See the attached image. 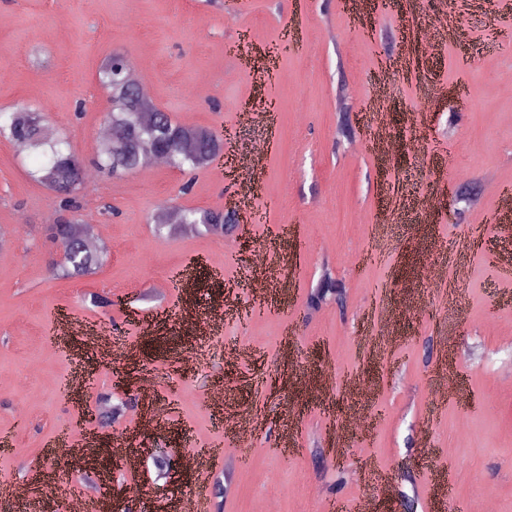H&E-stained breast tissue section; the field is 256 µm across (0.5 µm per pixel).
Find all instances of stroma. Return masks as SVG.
<instances>
[{
	"mask_svg": "<svg viewBox=\"0 0 512 512\" xmlns=\"http://www.w3.org/2000/svg\"><path fill=\"white\" fill-rule=\"evenodd\" d=\"M458 18L465 32L451 28ZM270 48L285 79L261 84L254 70L269 63ZM115 51L174 121L222 131L224 156L193 172L166 164L120 179L89 172L79 217L102 227L109 257L95 275L61 278L58 249L42 232L55 217L54 195L28 174L36 158L0 137V236L10 251L0 261V438L20 449L0 452V482L23 485L46 505L38 476L66 485L74 444L132 426L82 419L77 398L92 406L120 396L132 375L153 381L177 456L230 448L176 488L207 497L215 477H229L221 512H319L322 497L356 512L363 496L384 501L389 478L398 512H453V502L469 500L512 512V277L502 274L512 219L492 229V248L468 245L498 205V184L512 185V0H406L402 12L361 18L347 0H0V111L47 114L45 135L67 131L90 160L109 108L98 68ZM350 84L356 98L337 107ZM375 98L398 138L456 143L446 159L395 153L389 168L404 199L397 223L377 237L371 221L391 204L379 162L337 133L352 123L371 136ZM245 103L248 120L238 111ZM265 136L275 148L260 178L227 174L228 159ZM186 182L191 189L180 194ZM461 182L476 184L481 208L454 209ZM423 196L435 202L426 223L415 217ZM173 198L196 210L239 205L235 243L179 227L158 233L154 214ZM254 244L296 255L281 272L285 298L255 319L247 315ZM192 260L196 312L223 314L207 337L165 319L184 305L179 280ZM431 262L463 267L456 292L425 279ZM327 273L343 283V302L310 309L308 295ZM62 310L104 326L123 351L91 391L66 387L75 357L87 353L82 339L46 341ZM394 310L400 347L380 357L367 315ZM234 347L256 360L229 357ZM189 351L200 364L173 371ZM354 377L368 398L350 392ZM220 388L229 412L257 411L252 441L237 444L215 420L207 399ZM355 413L372 416L370 431L334 444L329 430ZM439 483L448 498L435 499Z\"/></svg>",
	"mask_w": 512,
	"mask_h": 512,
	"instance_id": "stroma-1",
	"label": "stroma"
}]
</instances>
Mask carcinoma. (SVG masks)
Returning <instances> with one entry per match:
<instances>
[{
  "label": "carcinoma",
  "mask_w": 512,
  "mask_h": 512,
  "mask_svg": "<svg viewBox=\"0 0 512 512\" xmlns=\"http://www.w3.org/2000/svg\"><path fill=\"white\" fill-rule=\"evenodd\" d=\"M130 63L123 53L114 52L104 59L98 71L99 83L110 94L107 123L110 134L105 144L99 146L91 164L100 173L121 178L141 166L149 144L155 155L166 158L165 151L173 153V166L185 165L198 170L209 164L210 146L219 134L206 127L185 126L176 123L164 112L142 109L140 96L125 85L113 62ZM0 135L11 141L22 140L30 152L38 154L37 168L31 178L56 192L58 198L53 223L44 226L47 239L59 243L76 235L74 226L79 223L77 196L72 189L78 170L85 165L72 150L66 139L48 140L44 136L42 115L34 109L22 107L13 112L0 113ZM170 224L202 226L209 233L224 235V226L235 224L232 215L224 212L186 209L179 204L170 207ZM108 261V252L95 245L68 255L66 262L58 265L57 272L64 277H88L95 274Z\"/></svg>",
  "instance_id": "1"
}]
</instances>
